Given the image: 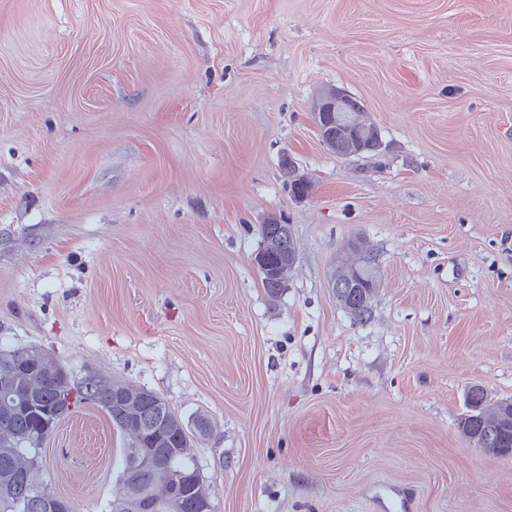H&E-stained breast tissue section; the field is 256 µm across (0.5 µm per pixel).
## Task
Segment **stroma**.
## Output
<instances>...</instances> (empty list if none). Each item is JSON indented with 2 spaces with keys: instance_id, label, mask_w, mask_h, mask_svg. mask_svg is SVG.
Here are the masks:
<instances>
[{
  "instance_id": "stroma-1",
  "label": "stroma",
  "mask_w": 512,
  "mask_h": 512,
  "mask_svg": "<svg viewBox=\"0 0 512 512\" xmlns=\"http://www.w3.org/2000/svg\"><path fill=\"white\" fill-rule=\"evenodd\" d=\"M332 86L379 155L322 143ZM274 219L297 259L273 299ZM354 237L381 266L363 324L330 287ZM12 346L208 415L215 512H512V457L458 428L472 385L512 399V0H0ZM124 443L76 409L43 476L109 512ZM261 237L262 240L270 239L276 246L273 252L266 257L265 264L256 263V265L262 276V283L266 293L272 297L278 296L282 288H280L281 280L276 272L279 270L280 263L288 257V253L296 252L290 225L280 224L276 221L270 224H263L261 227ZM268 246L269 241L264 240L260 246L261 249L256 254V259L261 263ZM256 259L254 257V261Z\"/></svg>"
}]
</instances>
